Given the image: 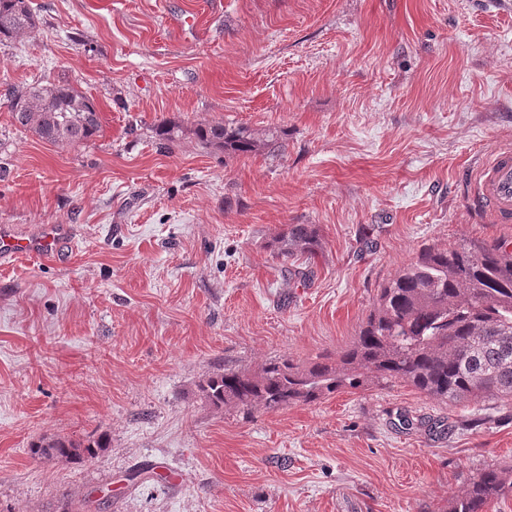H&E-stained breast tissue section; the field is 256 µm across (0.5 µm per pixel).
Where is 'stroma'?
Returning <instances> with one entry per match:
<instances>
[{
  "mask_svg": "<svg viewBox=\"0 0 512 512\" xmlns=\"http://www.w3.org/2000/svg\"><path fill=\"white\" fill-rule=\"evenodd\" d=\"M31 3L33 33L0 43V225L70 224L78 244L0 266V512L104 486L105 512H448L512 468V405L392 381L248 417L198 390L336 355L427 247L512 240L469 201L512 144V0ZM41 79L93 101L97 136L14 125L6 88ZM214 122L278 146L225 157L192 133ZM162 124L184 133L162 144ZM289 224L315 225V255L266 248ZM102 433L82 465L29 454Z\"/></svg>",
  "mask_w": 512,
  "mask_h": 512,
  "instance_id": "35a3bbf8",
  "label": "stroma"
}]
</instances>
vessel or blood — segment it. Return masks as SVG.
I'll use <instances>...</instances> for the list:
<instances>
[{"instance_id": "obj_1", "label": "vessel or blood", "mask_w": 512, "mask_h": 512, "mask_svg": "<svg viewBox=\"0 0 512 512\" xmlns=\"http://www.w3.org/2000/svg\"><path fill=\"white\" fill-rule=\"evenodd\" d=\"M476 201L493 221L512 220V147L495 149L470 176ZM70 225L45 224L33 232L0 227V264L19 255L60 257L74 246Z\"/></svg>"}]
</instances>
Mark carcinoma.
<instances>
[{"label": "carcinoma", "instance_id": "obj_1", "mask_svg": "<svg viewBox=\"0 0 512 512\" xmlns=\"http://www.w3.org/2000/svg\"><path fill=\"white\" fill-rule=\"evenodd\" d=\"M38 19L30 0H0V41L22 40ZM14 124L56 146H78L97 134L100 112L70 84L37 80L7 89ZM204 145L227 155L273 149L245 126L222 122L201 126ZM309 224H290L269 248L279 257L311 254L317 246ZM376 380L403 381L449 403L496 400L512 404V243L473 241L423 250L379 288L358 336L336 361L297 363L283 357L250 372L226 368L202 381L204 399L214 408L233 406L245 414L311 404L343 388ZM102 438L86 442L42 438L32 455L63 464L96 456ZM512 495V470L489 467L449 512H486Z\"/></svg>", "mask_w": 512, "mask_h": 512}]
</instances>
